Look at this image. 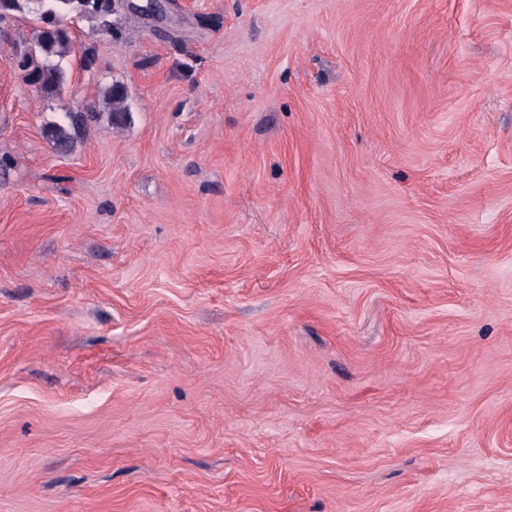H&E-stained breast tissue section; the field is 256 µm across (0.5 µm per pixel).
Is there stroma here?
Wrapping results in <instances>:
<instances>
[{
	"label": "stroma",
	"instance_id": "35a3bbf8",
	"mask_svg": "<svg viewBox=\"0 0 512 512\" xmlns=\"http://www.w3.org/2000/svg\"><path fill=\"white\" fill-rule=\"evenodd\" d=\"M115 22L0 26V512H512V0ZM120 0H0V21L30 16L38 25L34 48L15 55L18 70L48 94L61 90L65 64L75 52V34L65 24L74 20L97 21L116 39L119 28L109 18L121 10ZM105 112L88 107L86 111L62 112L61 116L43 127V135L58 156H68L76 148L81 134L91 125L106 121L113 128L122 129L132 119L129 92L124 83L115 81L107 88L103 97Z\"/></svg>",
	"mask_w": 512,
	"mask_h": 512
}]
</instances>
